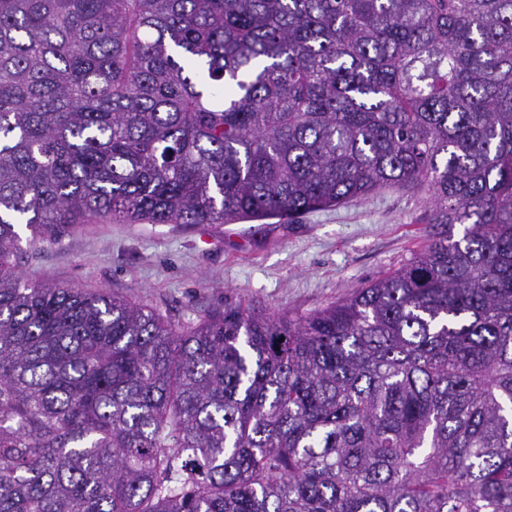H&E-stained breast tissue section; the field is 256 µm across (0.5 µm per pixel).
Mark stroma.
<instances>
[{"instance_id": "stroma-1", "label": "stroma", "mask_w": 512, "mask_h": 512, "mask_svg": "<svg viewBox=\"0 0 512 512\" xmlns=\"http://www.w3.org/2000/svg\"><path fill=\"white\" fill-rule=\"evenodd\" d=\"M426 191L390 187L364 200L293 218L233 224L65 227L57 240L22 242L31 282L107 292L187 328L227 303L257 313L304 314L345 299L429 243Z\"/></svg>"}]
</instances>
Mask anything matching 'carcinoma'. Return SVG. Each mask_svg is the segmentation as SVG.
I'll use <instances>...</instances> for the list:
<instances>
[{"mask_svg":"<svg viewBox=\"0 0 512 512\" xmlns=\"http://www.w3.org/2000/svg\"><path fill=\"white\" fill-rule=\"evenodd\" d=\"M387 187L430 243L305 315L17 271ZM0 512H512V0H0Z\"/></svg>","mask_w":512,"mask_h":512,"instance_id":"carcinoma-1","label":"carcinoma"}]
</instances>
